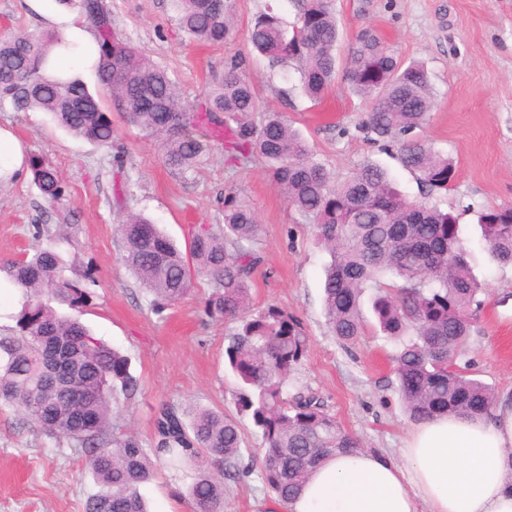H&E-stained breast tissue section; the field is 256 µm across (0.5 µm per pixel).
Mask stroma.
<instances>
[{
    "label": "stroma",
    "instance_id": "obj_1",
    "mask_svg": "<svg viewBox=\"0 0 512 512\" xmlns=\"http://www.w3.org/2000/svg\"><path fill=\"white\" fill-rule=\"evenodd\" d=\"M106 3L114 26L168 71L186 105L201 101L230 58H243L260 111L281 113L336 179L370 160L387 170L409 200L458 213L472 271L486 288L462 360L499 400L512 401V267L491 260L476 217L478 210L512 204V0L333 2L341 48L371 27L400 60L426 64L435 107L417 135L457 169L453 187L433 194L402 166L397 145L374 143L356 132L371 101L350 95L339 78L321 102H311L298 89L296 67L271 68L267 58L253 51L248 31L255 16L270 7L293 22L298 0H233L235 35L219 46L199 45L181 32L172 0ZM47 29L22 0H0V35ZM112 123L117 136L104 149L75 138L45 113L22 112L11 100H0V127L15 134L27 156L52 162L64 187L54 203L41 195L32 175L0 182V336L12 335L24 301L8 275V263L50 243L66 276L89 294L86 303L59 306V313L80 320L126 355L139 381L136 397L117 409L113 423L118 429L149 442L154 410L163 401L235 414L237 383L224 364L234 325L205 316L211 284L196 279L186 297L154 314L150 295L119 261L115 229L127 211L140 212L181 245L191 225L222 223L224 194L231 191L245 197L259 219L254 307L276 304L288 310L309 338L291 387L317 393L364 450L398 456L413 426L393 373L399 343L372 326L349 348L329 334L322 289L329 256L310 224L268 181L262 164L226 166L223 145L213 139L204 164L178 174L120 112H113ZM190 481V475L160 470L141 488L150 512H190ZM96 490L80 449L45 436L21 412L0 407V512H85ZM270 498L255 467L226 481L224 510L259 512V503Z\"/></svg>",
    "mask_w": 512,
    "mask_h": 512
}]
</instances>
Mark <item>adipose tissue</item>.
I'll return each mask as SVG.
<instances>
[{
	"instance_id": "ef3b65f1",
	"label": "adipose tissue",
	"mask_w": 512,
	"mask_h": 512,
	"mask_svg": "<svg viewBox=\"0 0 512 512\" xmlns=\"http://www.w3.org/2000/svg\"><path fill=\"white\" fill-rule=\"evenodd\" d=\"M44 2L24 0L61 38L46 75L92 71L95 35L79 15L47 12ZM266 512H512V407L419 423L398 461L368 451L329 458L295 500Z\"/></svg>"
}]
</instances>
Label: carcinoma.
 <instances>
[{
  "mask_svg": "<svg viewBox=\"0 0 512 512\" xmlns=\"http://www.w3.org/2000/svg\"><path fill=\"white\" fill-rule=\"evenodd\" d=\"M63 2L95 30L98 89L91 90L79 76H41L58 36L24 33L0 39L1 100H11L24 112H46L75 137L110 147L112 112L104 104L109 97L157 145L164 163L180 173L197 169L207 152L196 134L199 127L224 142L229 163L245 167L261 160L272 185L310 221L330 255L324 307L332 335L348 347L364 335L361 298L371 290L380 331L409 337L393 363L410 419L477 418L491 412L497 404L494 390L457 363L483 293L459 238L458 216L407 200L371 162L335 179L278 112L255 123L258 101L243 61L226 63L204 101L190 109L168 73L124 40L104 0ZM174 2L178 25L195 41L220 44L232 38L231 0ZM250 41L273 67L298 63L302 91L313 101L322 99L342 72L352 95L373 101L356 130L368 140L398 144L401 164L422 185L431 192L448 190L456 175L453 161L412 137L433 108L424 63L403 65L380 34L366 28L339 66L333 0H301L290 30L269 9L255 18ZM30 168L43 197L60 200L62 182L49 160L34 156ZM478 221L492 259L512 266V205L483 209ZM257 228L251 204L230 192L224 195V224L196 226L183 252L139 213L127 214L118 234L122 263L152 297L155 313L180 301L196 278L206 276L212 283L204 314L236 324L225 358L239 384L237 413L261 431L262 480L276 498L288 502L313 469L336 454L359 451L361 443L318 397L288 392L289 376L305 357L308 339L287 310L251 305V276L260 261L253 247ZM8 275L26 302L15 333L0 337V406L21 411L45 435L84 450L100 487L85 512H147L140 488L158 463L193 472L187 487L193 512H224V478L248 471L242 465L237 419L221 410L188 412L163 403L154 412L150 448L131 430L115 431L114 405L139 391L128 358L50 305L74 306L88 293L63 276L61 258L51 246L12 261ZM63 385L82 396H64Z\"/></svg>",
  "mask_w": 512,
  "mask_h": 512,
  "instance_id": "cac0c4a2",
  "label": "carcinoma"
}]
</instances>
